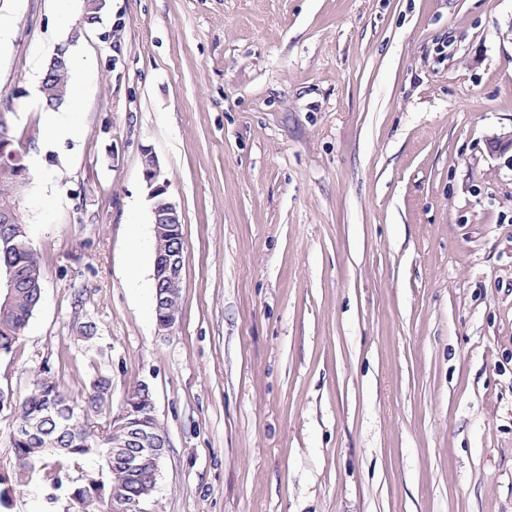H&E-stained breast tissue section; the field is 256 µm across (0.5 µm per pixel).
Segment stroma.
Returning a JSON list of instances; mask_svg holds the SVG:
<instances>
[{
	"mask_svg": "<svg viewBox=\"0 0 512 512\" xmlns=\"http://www.w3.org/2000/svg\"><path fill=\"white\" fill-rule=\"evenodd\" d=\"M0 13L42 270L0 392L147 384V512H512V151L486 144L512 131V0H108L90 27L71 0L81 101L51 114L55 0ZM50 121L79 144L39 151ZM147 149L188 247L167 333ZM66 501L37 474L9 512Z\"/></svg>",
	"mask_w": 512,
	"mask_h": 512,
	"instance_id": "1",
	"label": "stroma"
}]
</instances>
